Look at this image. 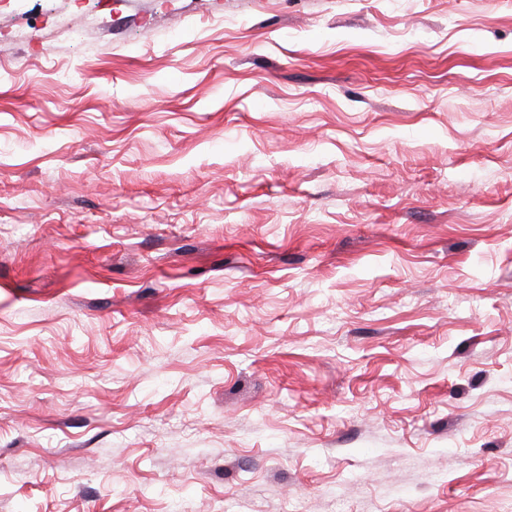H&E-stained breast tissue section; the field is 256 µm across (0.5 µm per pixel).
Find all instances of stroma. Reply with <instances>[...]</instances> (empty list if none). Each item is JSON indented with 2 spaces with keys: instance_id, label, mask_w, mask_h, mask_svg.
Instances as JSON below:
<instances>
[{
  "instance_id": "35a3bbf8",
  "label": "stroma",
  "mask_w": 512,
  "mask_h": 512,
  "mask_svg": "<svg viewBox=\"0 0 512 512\" xmlns=\"http://www.w3.org/2000/svg\"><path fill=\"white\" fill-rule=\"evenodd\" d=\"M512 512V0H0V512Z\"/></svg>"
}]
</instances>
